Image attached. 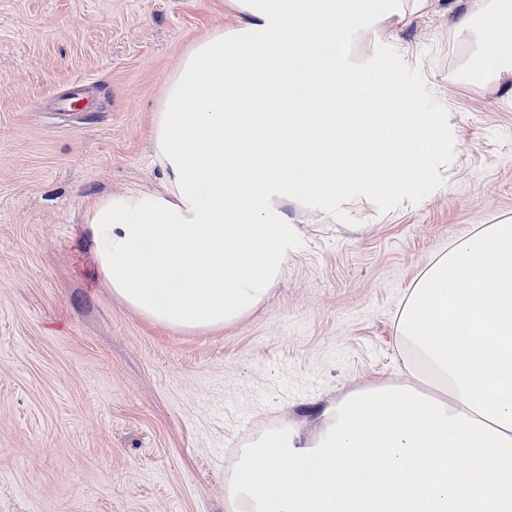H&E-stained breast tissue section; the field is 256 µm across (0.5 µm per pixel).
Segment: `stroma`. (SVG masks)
I'll use <instances>...</instances> for the list:
<instances>
[{
	"label": "stroma",
	"mask_w": 512,
	"mask_h": 512,
	"mask_svg": "<svg viewBox=\"0 0 512 512\" xmlns=\"http://www.w3.org/2000/svg\"><path fill=\"white\" fill-rule=\"evenodd\" d=\"M424 9L352 35L441 149L403 191L350 194L301 229L268 299L173 330L113 296L85 215L164 192L156 113L190 45L238 28L231 0H0V512H226L235 450L282 418L400 370L396 316L424 266L512 217V90L474 74L456 16Z\"/></svg>",
	"instance_id": "obj_1"
}]
</instances>
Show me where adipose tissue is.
<instances>
[{"label": "adipose tissue", "instance_id": "1", "mask_svg": "<svg viewBox=\"0 0 512 512\" xmlns=\"http://www.w3.org/2000/svg\"><path fill=\"white\" fill-rule=\"evenodd\" d=\"M245 20L194 42L155 122L162 195L105 197L87 212L99 274L171 328L236 322L267 297L300 234L284 202L335 214L350 190L406 188L439 150L423 112L397 108L388 72L343 51L351 18L400 0H234ZM456 30L489 78L512 84V0H483ZM372 148L363 167L348 142ZM412 145L396 183L386 157ZM402 382L277 423L237 448L226 512H512V222L432 259L396 322Z\"/></svg>", "mask_w": 512, "mask_h": 512}]
</instances>
